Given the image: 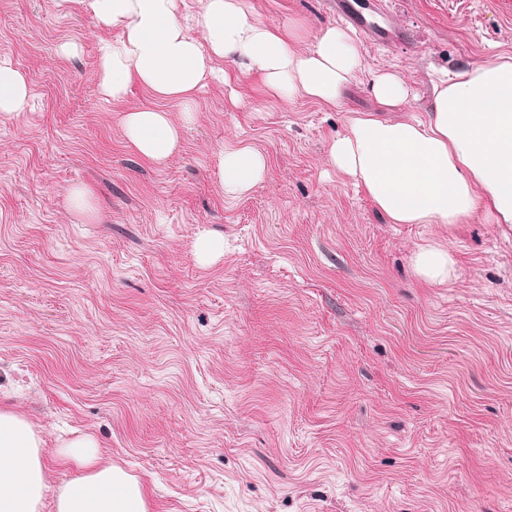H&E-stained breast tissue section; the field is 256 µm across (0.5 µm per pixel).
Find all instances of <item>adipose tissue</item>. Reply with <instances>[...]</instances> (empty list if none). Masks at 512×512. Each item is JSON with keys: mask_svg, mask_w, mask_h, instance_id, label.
<instances>
[{"mask_svg": "<svg viewBox=\"0 0 512 512\" xmlns=\"http://www.w3.org/2000/svg\"><path fill=\"white\" fill-rule=\"evenodd\" d=\"M98 25L118 30L99 47V90L119 102L132 86L165 99L190 101L208 79L227 81V66L258 77L280 98L303 95L337 103L354 76L360 51L346 30L329 26L300 52L298 34L255 18L246 0H201L186 14L177 0H79ZM24 76L0 59V113L31 108ZM180 116L153 107L123 113L127 142L161 166L177 152ZM326 163L363 185L391 224H463L483 214L512 224V56L503 55L441 80L425 118H354L332 139ZM266 157L241 146L219 150L216 173L228 196L248 193L265 175ZM415 274L430 284L456 275L447 249L426 245L414 253ZM78 467L77 477L49 487V464ZM149 512L140 481L103 462L100 444L81 434L46 453L45 439L23 415L0 407V512Z\"/></svg>", "mask_w": 512, "mask_h": 512, "instance_id": "obj_1", "label": "adipose tissue"}]
</instances>
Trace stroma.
<instances>
[{
  "mask_svg": "<svg viewBox=\"0 0 512 512\" xmlns=\"http://www.w3.org/2000/svg\"><path fill=\"white\" fill-rule=\"evenodd\" d=\"M308 49L336 0H248ZM405 37H359L336 105L259 79L199 91L166 165L123 112L180 102L98 92L114 38L70 0H0V58L33 111L0 115V405L48 444L94 435L150 512H512V226L391 224L325 165L381 71L429 111L436 71L512 54V0H379ZM267 158L225 196L220 148ZM82 206L67 202L76 188ZM222 237L201 262L198 239ZM457 276L429 285L418 247ZM456 260L447 249L436 245L420 246L414 253L415 274L430 284H445L456 275Z\"/></svg>",
  "mask_w": 512,
  "mask_h": 512,
  "instance_id": "1",
  "label": "stroma"
}]
</instances>
